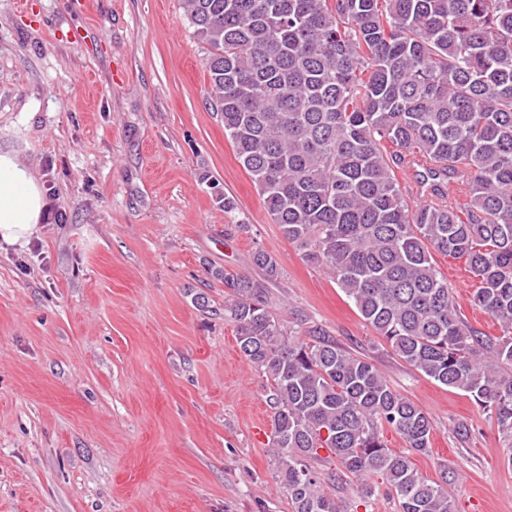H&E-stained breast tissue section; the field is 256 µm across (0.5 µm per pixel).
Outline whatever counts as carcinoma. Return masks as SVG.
<instances>
[{
  "mask_svg": "<svg viewBox=\"0 0 512 512\" xmlns=\"http://www.w3.org/2000/svg\"><path fill=\"white\" fill-rule=\"evenodd\" d=\"M207 46L208 98L265 209L391 352L469 394L512 447V0H182ZM395 150L387 151L386 145ZM428 201L412 204L397 174ZM456 187L460 201L439 188ZM465 259L461 312L432 252ZM268 281L278 262L258 250ZM224 315L266 375L277 480L293 512H342L325 484L382 476L402 512H455L448 485L411 455L431 445L426 411L366 356L323 329L285 335L265 284L226 269ZM387 426L407 452L386 447ZM341 470L315 467L320 451ZM433 258L441 275L448 279V286L452 288L453 295L470 324L490 336H498L501 333L498 322L488 313L470 305L471 294L478 288L479 283L469 271L465 259L438 252H433Z\"/></svg>",
  "mask_w": 512,
  "mask_h": 512,
  "instance_id": "obj_1",
  "label": "carcinoma"
}]
</instances>
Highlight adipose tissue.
<instances>
[{
  "instance_id": "ef3b65f1",
  "label": "adipose tissue",
  "mask_w": 512,
  "mask_h": 512,
  "mask_svg": "<svg viewBox=\"0 0 512 512\" xmlns=\"http://www.w3.org/2000/svg\"><path fill=\"white\" fill-rule=\"evenodd\" d=\"M45 208L39 181L17 153L0 152V244L27 243L43 220Z\"/></svg>"
}]
</instances>
